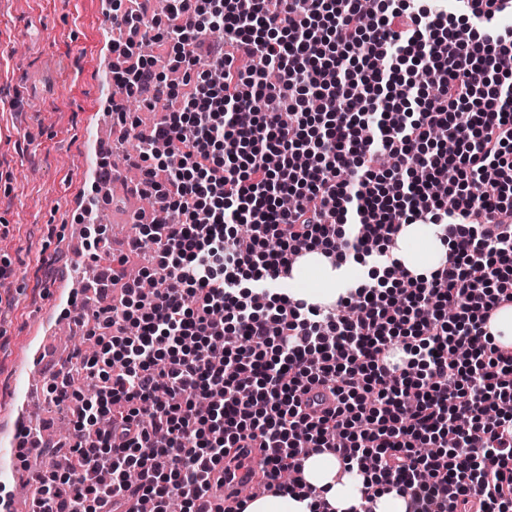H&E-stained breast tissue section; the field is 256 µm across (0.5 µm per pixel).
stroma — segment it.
I'll list each match as a JSON object with an SVG mask.
<instances>
[{"label": "stroma", "instance_id": "1", "mask_svg": "<svg viewBox=\"0 0 512 512\" xmlns=\"http://www.w3.org/2000/svg\"><path fill=\"white\" fill-rule=\"evenodd\" d=\"M100 14L99 0H13L0 16V102L24 101L0 138V265L11 269L0 288V411L33 318L74 252L69 199L84 188Z\"/></svg>", "mask_w": 512, "mask_h": 512}]
</instances>
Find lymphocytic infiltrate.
I'll return each instance as SVG.
<instances>
[{
    "instance_id": "lymphocytic-infiltrate-1",
    "label": "lymphocytic infiltrate",
    "mask_w": 512,
    "mask_h": 512,
    "mask_svg": "<svg viewBox=\"0 0 512 512\" xmlns=\"http://www.w3.org/2000/svg\"><path fill=\"white\" fill-rule=\"evenodd\" d=\"M370 2L366 22L361 0H167L161 16L112 0L128 32L112 80L163 111L144 128L112 105L156 215L131 249L153 261L104 273L101 294L123 291L74 363L94 390L47 387L72 426L52 446L68 465L35 487L42 512H215L221 462L255 442L274 494L317 498L301 452L326 450L366 503L393 489L407 512H512V344L487 331L512 307V30L488 29L504 0ZM146 42L195 72L181 108ZM416 223L449 248L423 273L394 252ZM315 249L377 256L400 284L322 312L280 287ZM321 384L337 405L318 416L301 397Z\"/></svg>"
}]
</instances>
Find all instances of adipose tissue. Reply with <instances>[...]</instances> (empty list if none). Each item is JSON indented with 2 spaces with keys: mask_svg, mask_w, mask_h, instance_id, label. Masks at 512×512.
Instances as JSON below:
<instances>
[{
  "mask_svg": "<svg viewBox=\"0 0 512 512\" xmlns=\"http://www.w3.org/2000/svg\"><path fill=\"white\" fill-rule=\"evenodd\" d=\"M400 259L412 272L421 273L444 262L446 245L431 224H409L398 239ZM292 277L298 287L295 297L310 303L329 305L344 292L342 270L334 267L321 252H309L293 266ZM307 484L322 489L331 512H356L360 508L362 477L348 473L338 457L330 452L311 454L303 463Z\"/></svg>",
  "mask_w": 512,
  "mask_h": 512,
  "instance_id": "1",
  "label": "adipose tissue"
}]
</instances>
